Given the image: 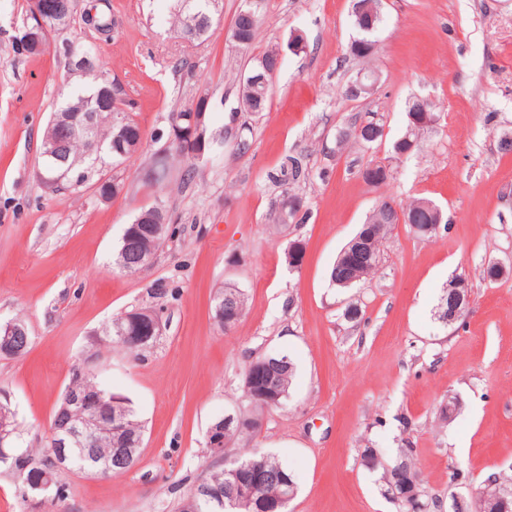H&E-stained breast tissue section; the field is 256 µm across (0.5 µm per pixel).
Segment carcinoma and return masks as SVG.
Wrapping results in <instances>:
<instances>
[{"label": "carcinoma", "instance_id": "carcinoma-1", "mask_svg": "<svg viewBox=\"0 0 512 512\" xmlns=\"http://www.w3.org/2000/svg\"><path fill=\"white\" fill-rule=\"evenodd\" d=\"M177 9L174 13V21L180 35L187 34L185 20L195 14L199 19L198 37L205 36L211 26L214 6L211 0H176ZM375 14H352V23L357 31L349 47V55L358 61H365L370 56V49L374 47V34L383 22V14L379 0H357ZM254 0H242L237 9L229 29V37H239L244 40L241 48L249 47L259 29V13L253 11ZM279 57L275 49L265 51L254 59L250 71H261L268 68L278 70ZM112 83L95 74L88 86L70 90V95L63 103L64 110L68 112L83 113L88 110L95 111L96 125L94 135L102 142L99 153L110 157L115 162L130 158L142 146L143 134L140 127L130 118L123 117V122L114 121L113 113L116 107L112 104V93L109 92ZM272 85L249 86L242 84L239 97V109L244 112H262L266 107L269 92ZM380 124L366 120L361 122L360 134L354 136L355 141L370 145L377 141L376 129ZM173 130L157 132L155 141H164V148L157 150L152 157L150 165L143 174L144 181L152 184L163 181L171 168L176 156L190 157V153L172 138ZM53 146L52 154L47 156L45 151L41 154V178L46 187L60 191L66 188L71 177H76L80 182L85 178L84 171L79 166L88 163L93 164L96 158H88L86 142L75 137L68 124H61L50 120L44 132L42 144ZM309 172L307 166L299 156L286 157L279 170L268 175V178L281 187L279 196L273 204L272 221L275 224L286 226L293 223H304L309 219L308 213L298 214L288 207V201L299 199L293 192L295 185L307 179ZM427 199H419L406 207L395 204L392 201H381L365 224L359 230L365 234L375 231L376 239L373 240L371 249L360 257L351 259L346 252H341L330 271V280L337 288H351L356 283L370 275L377 267L380 259V244L390 228L400 223V216L411 213L416 214L417 224H435L437 216L426 207ZM159 207L154 206L141 213L133 223L126 225L122 244L118 250L115 264L121 270L137 272L144 265L145 260L153 255L155 250L166 240L175 234V229L165 225L163 232L154 234L151 224L155 223L156 212ZM460 279L456 278L448 284L438 304V320L445 325H452L457 319L451 318L448 308L459 289ZM214 308L222 311V316L241 319L246 310L244 294L235 287L226 286L219 289L214 297ZM132 312L128 311L112 319L103 329L104 340L121 345L132 354H139L152 345L147 342L140 346H132L122 340L133 325ZM248 370L257 371L258 385L269 387L278 396V404H283L289 395V389L295 374L294 364L284 355H266L252 361ZM71 385L102 391L106 394L111 390L92 374L78 368L74 369ZM114 410L124 414V423L119 428L106 429L98 432L94 446L85 448L73 447L71 452L76 462L84 461L88 456H93L101 468L112 467V474H121L136 464V460L119 452L121 448H131L137 445L142 436V425L135 418L132 410L123 404L114 406ZM53 441H48L43 448H20L15 454L16 462L12 465L13 473L17 480L25 485L27 480L36 470L52 465ZM362 462L369 469H382L381 479L385 484V493L398 505L399 512H429L434 502L428 500L425 494L422 479L418 473L410 449H403L398 458L390 467H385L379 460L375 449L366 448L362 453ZM254 465H260L264 469V492L269 495H277L284 491L281 477L291 473L290 468L273 456H240L232 460L224 461V467L215 470L205 478V484L212 489L210 494H201L196 497L195 512H229L224 505V495L229 490L230 472L234 469L246 470ZM509 494L512 499V477H494V480L486 484L483 491L476 497L466 496L453 512H499V504L495 500L503 494Z\"/></svg>", "mask_w": 512, "mask_h": 512}]
</instances>
